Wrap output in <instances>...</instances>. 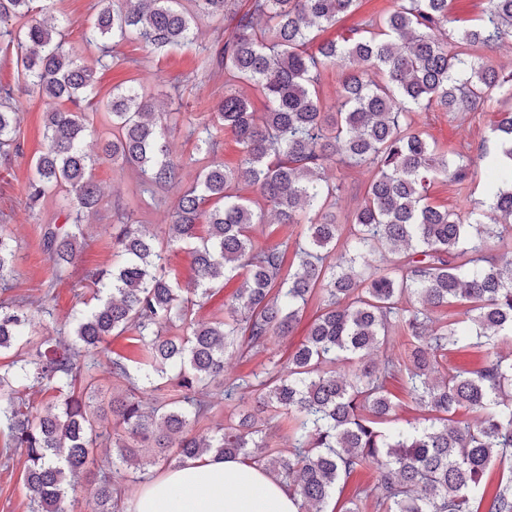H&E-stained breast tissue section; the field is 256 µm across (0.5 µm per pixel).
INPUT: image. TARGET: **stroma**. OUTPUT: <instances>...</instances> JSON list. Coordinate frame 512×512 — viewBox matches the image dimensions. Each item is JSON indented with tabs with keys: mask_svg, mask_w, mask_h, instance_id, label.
Instances as JSON below:
<instances>
[{
	"mask_svg": "<svg viewBox=\"0 0 512 512\" xmlns=\"http://www.w3.org/2000/svg\"><path fill=\"white\" fill-rule=\"evenodd\" d=\"M96 0H36V7H46L64 18L62 38L82 63L95 65L97 54L87 49L85 32L89 26ZM185 10L196 15V41L191 46L154 54L138 42H123L114 49L115 54L126 57V64L100 71L98 83L91 95L93 101L109 97L114 86L137 80L160 102H168L173 125L167 141L171 157L181 166L178 188L157 189L140 194L136 189L138 177L126 166L109 160L97 161L91 170L93 180L101 191L98 205L84 218L82 230L85 245L78 264L66 272H58L44 252L41 229L46 224L65 221L62 211L65 188L48 194L37 206H30L26 187L32 176L31 161L45 148L42 114L45 104L35 92L19 96L21 123L17 140L21 152L0 164V214H6L8 230L15 252L13 261L15 292L24 297L29 308L35 309L37 322L49 331H69V320L76 304L75 293L82 288L90 272L111 267L112 227L116 224H143L158 232L169 224L179 189L191 186L209 157L197 149L194 129L208 118V106L224 95L226 77L217 65H206V49L218 34L223 33L225 21L200 13L194 0H182ZM181 87L183 94L172 98L174 87ZM497 116L495 104L488 103L471 112H446L433 107L415 112L413 129L430 139L448 145L449 149L478 158L487 144L489 130ZM329 180H342L343 191L337 213L347 216L357 200L362 199L372 177L365 169L328 167ZM481 188L474 182L464 187L448 185L443 178L432 181L428 194L431 202L460 214H467L480 201ZM45 305V312H37V305ZM316 312L315 305H308L302 324L287 337H273L266 351L250 360L228 358L224 364L227 379L234 380L260 371L269 362L287 358L303 339L308 321ZM139 346L132 333L108 337L98 353L79 358L82 366H90L96 379L98 401L108 405L119 385L112 376L111 360L115 355L133 357ZM26 458L14 454L12 459L0 455V512H29V498L23 485ZM121 465L110 441H103L89 457L87 470L81 473L74 493V512H98L92 496L91 484L102 474L114 471Z\"/></svg>",
	"mask_w": 512,
	"mask_h": 512,
	"instance_id": "1",
	"label": "stroma"
}]
</instances>
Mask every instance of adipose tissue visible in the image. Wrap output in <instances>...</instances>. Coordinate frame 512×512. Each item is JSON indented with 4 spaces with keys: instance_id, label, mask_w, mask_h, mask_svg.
<instances>
[{
    "instance_id": "ef3b65f1",
    "label": "adipose tissue",
    "mask_w": 512,
    "mask_h": 512,
    "mask_svg": "<svg viewBox=\"0 0 512 512\" xmlns=\"http://www.w3.org/2000/svg\"><path fill=\"white\" fill-rule=\"evenodd\" d=\"M132 512H297L288 485L249 460H186L147 484Z\"/></svg>"
}]
</instances>
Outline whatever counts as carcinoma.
Here are the masks:
<instances>
[{
	"label": "carcinoma",
	"mask_w": 512,
	"mask_h": 512,
	"mask_svg": "<svg viewBox=\"0 0 512 512\" xmlns=\"http://www.w3.org/2000/svg\"><path fill=\"white\" fill-rule=\"evenodd\" d=\"M33 2L0 0V21L30 15ZM195 2L199 12L234 22L207 56L230 81L198 132V149L215 152L228 129L241 147L240 163L208 162L179 193L163 236L142 224L112 225L115 262L89 275L96 303L73 317L72 345L38 335L26 312L0 302V351H15L0 370V432L5 457L15 449L27 457L32 512H68L71 479L103 436L123 461H141L134 483L154 467L241 456L288 483L298 512H327L340 481L365 466L377 473V495L358 487L343 512H363L370 498L379 512H512V165L499 160L501 153L512 160V71L500 72L486 56L512 38V0H489L455 34L445 29L448 0H398L348 35L323 40L320 32L353 13L358 0H248L243 11L238 0ZM96 8L86 42L105 67L119 64L113 46L127 39L153 53L195 39V16L181 0H98ZM61 28L33 18L16 31L0 30L16 45L17 70L15 85H0V154L20 150L15 92L37 91L46 105L47 148L33 162L28 198L34 207L66 187L67 219L78 228L42 230L43 249L59 269L77 262L82 218L99 203L90 174L96 159L134 169L146 191L177 187L180 171L167 146V117L133 83L115 87L102 106L112 140L95 158L85 151L82 102L97 70L64 47ZM336 61L345 73L336 111L326 112L319 74ZM238 80L266 100L264 111H254L232 85ZM491 101L501 110L480 155L484 199L465 217L432 205V179L460 184L477 172L467 155L413 131L412 113L433 106L467 112ZM333 164L374 171L347 228L336 214L341 186L325 177ZM242 185L258 197L240 195ZM268 209L278 224L304 226L298 265L288 263V242L263 246L254 237ZM9 239L0 226L3 293L14 288ZM178 243L190 246L195 299L183 296L165 269L166 253ZM376 254L383 264L370 263ZM232 281L224 316L195 322L194 306ZM314 299L315 318L286 364L224 380L227 354L250 357L271 337L292 334ZM453 303L465 306L462 318L436 316ZM128 331L136 333L139 357L112 360L122 389L108 407L96 406L92 374L75 392L77 357ZM470 347L485 348L481 366L443 364L448 353ZM399 376L429 412L409 429L393 418L388 384ZM169 384L178 397L156 396ZM35 386L57 393L40 411L23 399ZM208 386L222 387L226 401L248 398L250 406L199 434L194 425L211 404L196 392ZM462 411L470 419H458ZM283 419L290 422L286 450L271 436ZM495 463L502 473L490 482ZM123 480H97L99 512H119Z\"/></svg>",
	"instance_id": "obj_1"
}]
</instances>
